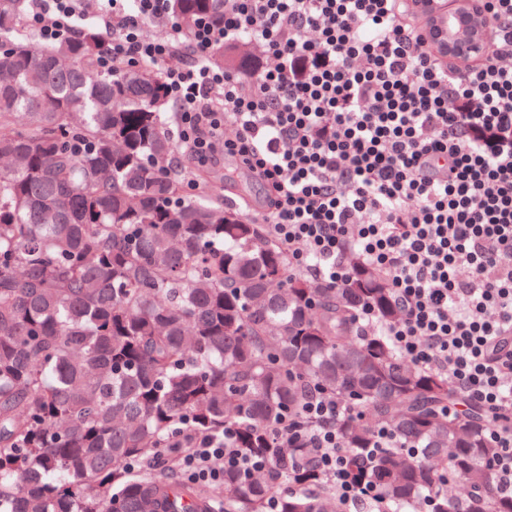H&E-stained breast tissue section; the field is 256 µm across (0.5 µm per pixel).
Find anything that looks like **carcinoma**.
<instances>
[{
  "label": "carcinoma",
  "instance_id": "1",
  "mask_svg": "<svg viewBox=\"0 0 512 512\" xmlns=\"http://www.w3.org/2000/svg\"><path fill=\"white\" fill-rule=\"evenodd\" d=\"M184 31L217 0H172ZM25 0H0V33ZM96 28L44 44L0 39V512H346L308 449L272 429L315 395L345 408L348 470L390 512H512L485 461L491 413L366 334L400 316L391 288L348 257L341 287L289 274L261 225L182 194L161 69L105 72ZM248 40L209 51L237 69ZM272 461L181 476L184 436ZM386 428L398 447L372 449ZM142 462L149 469L133 470ZM467 492L450 498L448 477Z\"/></svg>",
  "mask_w": 512,
  "mask_h": 512
}]
</instances>
